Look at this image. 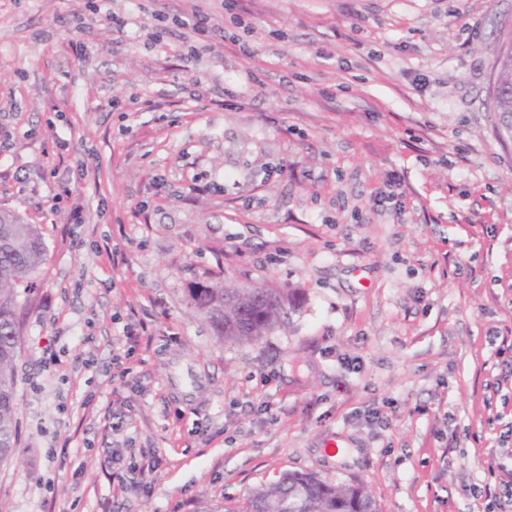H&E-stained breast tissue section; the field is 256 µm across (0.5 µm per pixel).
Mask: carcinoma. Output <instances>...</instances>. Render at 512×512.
Listing matches in <instances>:
<instances>
[{"mask_svg":"<svg viewBox=\"0 0 512 512\" xmlns=\"http://www.w3.org/2000/svg\"><path fill=\"white\" fill-rule=\"evenodd\" d=\"M499 139L512 142L505 115L512 114V41L503 52L490 92ZM45 244L34 224L0 212V465L18 452L17 385L21 352V314L29 305L32 287L44 261ZM291 293L244 285L197 288L192 300L227 338L252 342L283 322ZM252 322L243 336L229 328L239 319ZM240 512H380L369 486L362 480L327 482L314 473L285 472L282 478L257 489Z\"/></svg>","mask_w":512,"mask_h":512,"instance_id":"carcinoma-1","label":"carcinoma"}]
</instances>
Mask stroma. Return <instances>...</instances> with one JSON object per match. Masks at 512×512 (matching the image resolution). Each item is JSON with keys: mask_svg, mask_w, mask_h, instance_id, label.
<instances>
[{"mask_svg": "<svg viewBox=\"0 0 512 512\" xmlns=\"http://www.w3.org/2000/svg\"><path fill=\"white\" fill-rule=\"evenodd\" d=\"M511 30L512 0H0V210L47 249L0 507L238 512L290 471L483 512L512 473ZM248 284L293 293L255 344L191 299ZM491 112L496 117V130L503 142H512L510 129L505 125V114H512V37L507 49L503 52L499 70L493 81L490 92Z\"/></svg>", "mask_w": 512, "mask_h": 512, "instance_id": "obj_1", "label": "stroma"}]
</instances>
